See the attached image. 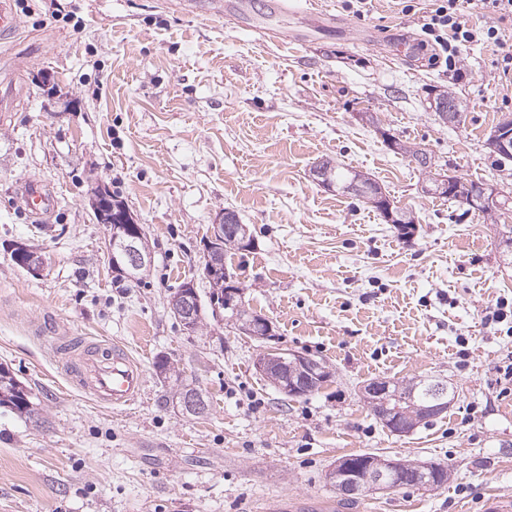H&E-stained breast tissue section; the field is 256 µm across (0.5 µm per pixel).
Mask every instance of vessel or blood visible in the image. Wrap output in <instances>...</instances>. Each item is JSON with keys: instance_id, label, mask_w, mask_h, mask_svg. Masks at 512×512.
<instances>
[{"instance_id": "vessel-or-blood-1", "label": "vessel or blood", "mask_w": 512, "mask_h": 512, "mask_svg": "<svg viewBox=\"0 0 512 512\" xmlns=\"http://www.w3.org/2000/svg\"><path fill=\"white\" fill-rule=\"evenodd\" d=\"M24 211L34 219L56 206L53 191L40 181H24L19 189ZM65 374L98 404L115 409L133 404L145 387V371L130 352L96 336H65L54 344Z\"/></svg>"}]
</instances>
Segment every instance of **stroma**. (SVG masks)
<instances>
[{
  "label": "stroma",
  "mask_w": 512,
  "mask_h": 512,
  "mask_svg": "<svg viewBox=\"0 0 512 512\" xmlns=\"http://www.w3.org/2000/svg\"><path fill=\"white\" fill-rule=\"evenodd\" d=\"M249 22L280 26L259 45L248 26L189 13L179 0H13L15 35L0 41V84L16 100L0 121V365L26 386L41 427L0 408V512H485L512 498V266L500 239L512 210L490 217L425 194L426 176L385 144L431 153L438 172L512 193V161L486 144L512 116L490 47L431 66L398 0L359 17L346 0H224ZM49 26H41L46 11ZM452 89L451 127L429 108ZM329 160L378 182L412 212V235L365 199L312 180ZM57 197L41 220L21 183ZM107 188L152 253L136 279L115 273L91 205ZM247 224L253 249L228 258L244 301L273 325L276 346L331 373L289 397L260 375V342L213 317L183 330L172 293L208 298L205 242L218 214ZM43 267L15 264L16 244ZM126 343L146 371L142 397L99 408L60 372L48 338ZM169 357L210 400L194 417L154 363ZM447 380L453 403L397 435L360 395L373 379ZM375 453L447 466L425 493L337 494L339 457Z\"/></svg>",
  "instance_id": "stroma-1"
}]
</instances>
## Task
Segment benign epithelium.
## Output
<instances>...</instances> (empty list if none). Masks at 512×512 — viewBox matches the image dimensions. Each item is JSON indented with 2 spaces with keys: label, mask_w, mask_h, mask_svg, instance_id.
<instances>
[{
  "label": "benign epithelium",
  "mask_w": 512,
  "mask_h": 512,
  "mask_svg": "<svg viewBox=\"0 0 512 512\" xmlns=\"http://www.w3.org/2000/svg\"><path fill=\"white\" fill-rule=\"evenodd\" d=\"M430 109L448 118L453 124L458 120L455 112L458 104L448 105L443 97L429 99ZM495 154L512 156V124L503 123L495 129L488 142ZM430 192H445L472 206H493L498 204L499 189L495 185L483 184L478 189L463 186V182L438 175L425 185ZM100 222L112 225V240L109 241L112 254V269L129 278L146 271L152 262L150 248L144 233L130 210L123 204H115L106 188L98 190L92 202ZM210 239L219 247L230 239L245 247L250 242L247 225L236 223L233 213L226 211L218 215L210 230ZM16 254L25 259V266L32 273L40 271L42 259L29 246L19 243ZM207 279L213 295L210 307L212 316L223 322L229 321L244 336L266 341L272 336L269 321L252 313L243 301V291L235 288V276L218 267L208 266ZM169 309L181 323L184 330L192 332L196 322L203 315V308L194 284L188 283L177 289L169 299ZM234 311L237 316L229 318L226 312ZM255 369L269 379L273 387L289 396L298 397L314 389L320 382L323 365L316 359L283 348L264 347L254 358ZM433 402L418 406L416 410L423 419H429L448 410V385L440 383L432 390ZM363 400L368 406L383 409L380 422L392 432L406 435L413 432L416 422L405 419L394 410L386 409L393 400H406L409 391L405 383L395 379L373 380L361 389ZM439 464L429 461L395 459L382 455L344 456L334 462L328 472L330 485L342 495H355L361 492H389L394 487L408 482L414 487L430 492L437 489L435 475Z\"/></svg>",
  "instance_id": "obj_1"
}]
</instances>
